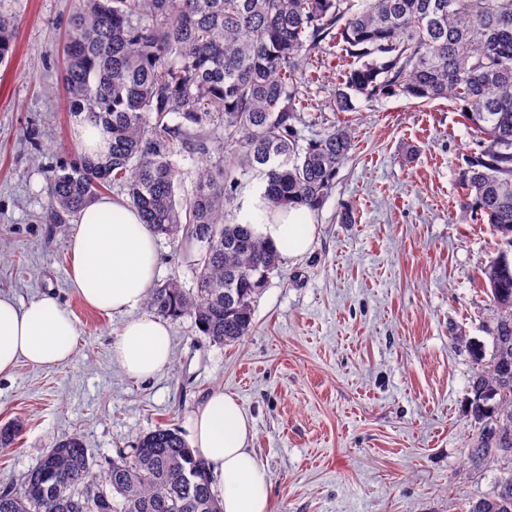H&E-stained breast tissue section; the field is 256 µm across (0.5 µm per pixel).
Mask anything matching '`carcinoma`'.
I'll return each instance as SVG.
<instances>
[{
    "label": "carcinoma",
    "mask_w": 512,
    "mask_h": 512,
    "mask_svg": "<svg viewBox=\"0 0 512 512\" xmlns=\"http://www.w3.org/2000/svg\"><path fill=\"white\" fill-rule=\"evenodd\" d=\"M15 19L0 13V63ZM339 41L359 62L333 95L447 99L472 132L459 219L487 224L497 252L481 268L491 351H473L466 463L512 464V0H77L62 81L73 110L102 125L107 148L54 173L49 221L80 211L109 185L154 234L198 251L195 286L175 278L145 306L193 319L215 344L253 328L252 305L283 255L234 219L242 179L258 173L270 209L319 210L354 144L348 125L306 146L297 124L312 80L309 61ZM175 113L181 122L171 125ZM216 124L224 136L211 140ZM212 154L193 191L179 194L175 153ZM0 512H222L205 462L174 428L136 438L104 462L74 433L48 449L18 485L0 487ZM464 512H512V470Z\"/></svg>",
    "instance_id": "carcinoma-1"
}]
</instances>
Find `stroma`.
Returning a JSON list of instances; mask_svg holds the SVG:
<instances>
[{
  "mask_svg": "<svg viewBox=\"0 0 512 512\" xmlns=\"http://www.w3.org/2000/svg\"><path fill=\"white\" fill-rule=\"evenodd\" d=\"M74 5L0 0L17 20L0 64V293L54 297L82 332L70 362L0 375V425L23 424L0 451V485L75 432L111 458L157 427L182 428L219 387L254 420L275 512H461L462 500L492 492L503 463L464 462L474 363L458 339L490 342L480 268L496 239L488 225L459 220L472 136L455 104L359 96L352 111L332 112L353 60L327 47L299 138L346 121L355 146L314 214L310 251L268 279L241 343L220 346L191 318L171 321L170 364L136 379L111 352L126 314L88 308L70 288L76 217L47 219L48 176L79 155L61 86Z\"/></svg>",
  "mask_w": 512,
  "mask_h": 512,
  "instance_id": "stroma-1",
  "label": "stroma"
}]
</instances>
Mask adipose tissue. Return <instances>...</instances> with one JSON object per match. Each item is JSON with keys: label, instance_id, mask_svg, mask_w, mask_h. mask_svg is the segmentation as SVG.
Returning <instances> with one entry per match:
<instances>
[{"label": "adipose tissue", "instance_id": "adipose-tissue-1", "mask_svg": "<svg viewBox=\"0 0 512 512\" xmlns=\"http://www.w3.org/2000/svg\"><path fill=\"white\" fill-rule=\"evenodd\" d=\"M258 234L289 256L304 255L316 226L304 207L278 210L256 225ZM70 286L88 307L128 313L112 353L132 377L149 379L172 358L166 322L133 311L155 283V234L139 212L103 197L80 212L71 238ZM81 336L75 321L51 297L29 303L0 294V375L19 362L36 367L57 366L73 355ZM184 428L193 454L211 478V490L224 512H273L267 473L251 447L253 421L234 396L213 389L187 418Z\"/></svg>", "mask_w": 512, "mask_h": 512}]
</instances>
